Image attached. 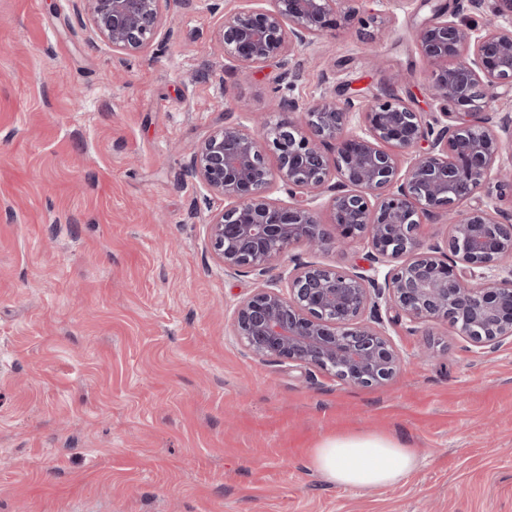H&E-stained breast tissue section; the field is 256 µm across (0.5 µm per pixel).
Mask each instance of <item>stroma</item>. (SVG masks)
I'll return each instance as SVG.
<instances>
[{
  "mask_svg": "<svg viewBox=\"0 0 512 512\" xmlns=\"http://www.w3.org/2000/svg\"><path fill=\"white\" fill-rule=\"evenodd\" d=\"M442 0H433L432 5ZM424 0H359L340 22L242 69L225 16L271 0H163L151 48L126 55L78 0H0V512H512V345L481 350L448 325L407 332L381 387L253 358L232 311L256 277L207 245L224 207L189 172L226 120L256 130L351 88L424 112ZM355 431L413 448L397 485L346 490L308 466Z\"/></svg>",
  "mask_w": 512,
  "mask_h": 512,
  "instance_id": "obj_1",
  "label": "stroma"
}]
</instances>
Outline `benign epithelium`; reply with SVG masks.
Here are the masks:
<instances>
[{"mask_svg": "<svg viewBox=\"0 0 512 512\" xmlns=\"http://www.w3.org/2000/svg\"><path fill=\"white\" fill-rule=\"evenodd\" d=\"M96 34L125 54L156 40L162 0H79ZM495 20L482 32L437 7L418 33L432 71L427 93L442 109L435 124L390 89L370 99L321 98L300 106L283 99L288 117L250 131L228 122L196 145L191 174L224 197L207 225L209 248L224 272L259 279L233 312L235 338L254 358L313 367L360 387L384 384L403 365L380 309L413 332L444 322L473 347L512 343V0H494ZM338 0H274L270 9L224 17L220 43L242 68L282 60L336 25L378 17L340 12ZM275 165L268 163V153ZM275 182L288 204L267 197ZM495 201L470 202L486 189ZM329 194L331 222L313 203ZM442 220L444 244L423 239V224ZM364 241L368 266L350 269L289 258L303 245L314 254ZM287 277L268 273L284 259Z\"/></svg>", "mask_w": 512, "mask_h": 512, "instance_id": "7a95c632", "label": "benign epithelium"}]
</instances>
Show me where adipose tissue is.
Returning <instances> with one entry per match:
<instances>
[{"mask_svg":"<svg viewBox=\"0 0 512 512\" xmlns=\"http://www.w3.org/2000/svg\"><path fill=\"white\" fill-rule=\"evenodd\" d=\"M310 467L328 483L350 489L398 484L418 465L413 449L373 433L326 439L309 459Z\"/></svg>","mask_w":512,"mask_h":512,"instance_id":"obj_1","label":"adipose tissue"}]
</instances>
